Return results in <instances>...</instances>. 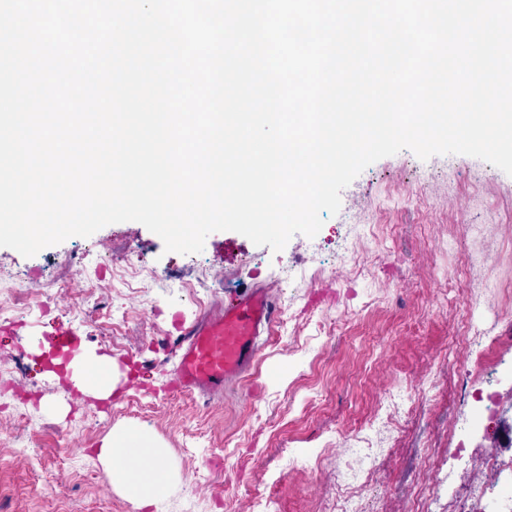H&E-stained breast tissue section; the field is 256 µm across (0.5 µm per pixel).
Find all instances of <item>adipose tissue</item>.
<instances>
[{"instance_id": "ef3b65f1", "label": "adipose tissue", "mask_w": 512, "mask_h": 512, "mask_svg": "<svg viewBox=\"0 0 512 512\" xmlns=\"http://www.w3.org/2000/svg\"><path fill=\"white\" fill-rule=\"evenodd\" d=\"M69 368L71 381L86 395L97 399L109 397L114 388L111 358L86 350ZM165 455L159 440L141 427L112 430L102 439L98 450L113 487L145 505L153 504L170 480Z\"/></svg>"}]
</instances>
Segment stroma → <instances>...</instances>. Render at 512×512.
Here are the masks:
<instances>
[{"instance_id": "obj_1", "label": "stroma", "mask_w": 512, "mask_h": 512, "mask_svg": "<svg viewBox=\"0 0 512 512\" xmlns=\"http://www.w3.org/2000/svg\"><path fill=\"white\" fill-rule=\"evenodd\" d=\"M279 318L248 375L223 394H177L180 335L246 287ZM67 288L73 308L59 296ZM512 176L467 155L405 149L366 167L315 237L281 251L232 231L201 252L166 251L138 222L107 225L24 257L0 247V512H142L96 450L144 427L173 477L158 512H448L485 476L512 424ZM112 358L108 401L53 377L30 342L59 329ZM496 365L498 404L470 390ZM394 427L369 429L388 394ZM367 430L376 467L361 487L348 448Z\"/></svg>"}]
</instances>
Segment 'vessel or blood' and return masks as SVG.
Segmentation results:
<instances>
[{
  "label": "vessel or blood",
  "instance_id": "1",
  "mask_svg": "<svg viewBox=\"0 0 512 512\" xmlns=\"http://www.w3.org/2000/svg\"><path fill=\"white\" fill-rule=\"evenodd\" d=\"M278 311L268 291L247 289L216 316L183 332V353L176 371V392L210 394L250 366L258 339L275 324Z\"/></svg>",
  "mask_w": 512,
  "mask_h": 512
}]
</instances>
